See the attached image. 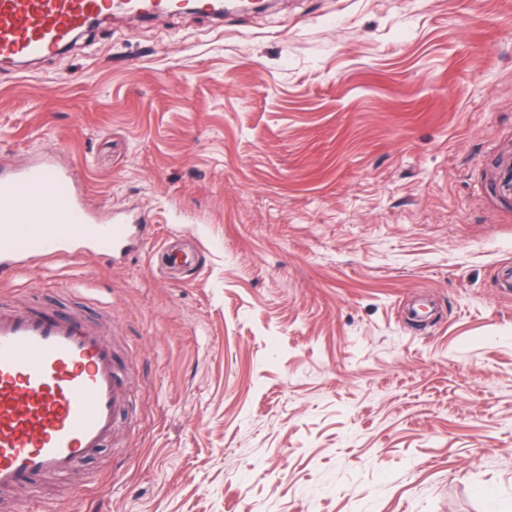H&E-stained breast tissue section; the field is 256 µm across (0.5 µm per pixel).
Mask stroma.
Here are the masks:
<instances>
[{"label": "stroma", "instance_id": "obj_1", "mask_svg": "<svg viewBox=\"0 0 512 512\" xmlns=\"http://www.w3.org/2000/svg\"><path fill=\"white\" fill-rule=\"evenodd\" d=\"M511 156L512 0L109 15L1 68L0 169L151 227L9 284L111 326L132 403L39 512H512Z\"/></svg>", "mask_w": 512, "mask_h": 512}]
</instances>
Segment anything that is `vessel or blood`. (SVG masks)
<instances>
[{"instance_id": "obj_1", "label": "vessel or blood", "mask_w": 512, "mask_h": 512, "mask_svg": "<svg viewBox=\"0 0 512 512\" xmlns=\"http://www.w3.org/2000/svg\"><path fill=\"white\" fill-rule=\"evenodd\" d=\"M180 0H0V64L57 52L94 18L153 14ZM129 217L104 223L84 205L73 174L44 159L0 171V281L81 247L112 259ZM117 351L80 318L0 301V512H18L20 486L63 476L111 440L127 406Z\"/></svg>"}]
</instances>
